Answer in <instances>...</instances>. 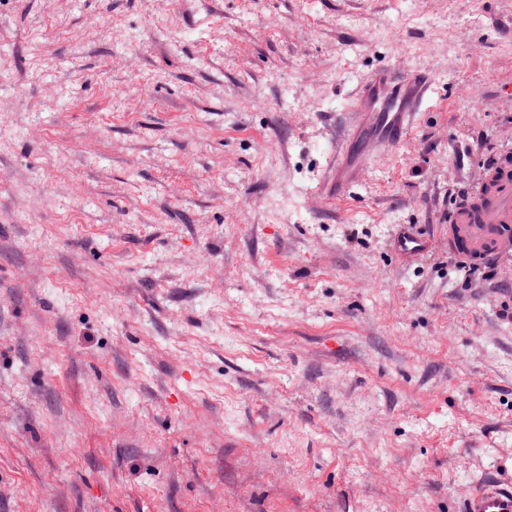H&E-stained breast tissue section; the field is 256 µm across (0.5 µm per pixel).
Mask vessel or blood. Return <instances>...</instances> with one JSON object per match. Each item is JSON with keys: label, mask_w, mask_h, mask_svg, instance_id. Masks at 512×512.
<instances>
[{"label": "vessel or blood", "mask_w": 512, "mask_h": 512, "mask_svg": "<svg viewBox=\"0 0 512 512\" xmlns=\"http://www.w3.org/2000/svg\"><path fill=\"white\" fill-rule=\"evenodd\" d=\"M393 83L395 93L379 100L375 88ZM431 87L429 73L406 75L382 73L367 78L357 90L352 110L371 111L376 124V142L386 146L400 142L412 129L413 117ZM395 251L408 257L424 252L423 238L396 235ZM448 250L457 259L481 264L512 255V153H501L486 167L469 195L455 204L448 217ZM463 512H512V486L488 482L475 487L465 500Z\"/></svg>", "instance_id": "obj_1"}]
</instances>
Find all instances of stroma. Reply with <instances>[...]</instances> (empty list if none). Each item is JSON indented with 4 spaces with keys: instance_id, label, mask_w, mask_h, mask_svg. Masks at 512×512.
<instances>
[{
    "instance_id": "stroma-1",
    "label": "stroma",
    "mask_w": 512,
    "mask_h": 512,
    "mask_svg": "<svg viewBox=\"0 0 512 512\" xmlns=\"http://www.w3.org/2000/svg\"><path fill=\"white\" fill-rule=\"evenodd\" d=\"M407 138L326 196L367 76ZM512 0H0V512H463L512 482ZM429 249L404 260L400 228ZM381 82L394 83L395 94L388 100L379 101L376 85ZM431 87L428 72L406 75L382 73L367 78L357 90L350 108L354 111L371 110L376 124V143L386 146L398 143L408 136L413 117L422 106ZM493 161L488 159L486 166ZM448 251L457 258L460 272L484 281L496 276L497 261H487L512 255L510 150L486 167L470 194L455 204L448 217Z\"/></svg>"
}]
</instances>
